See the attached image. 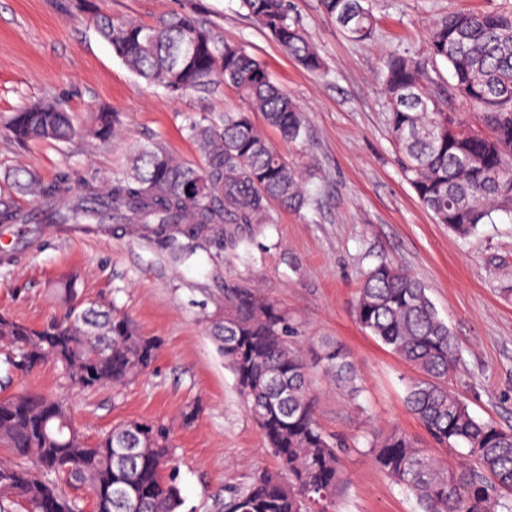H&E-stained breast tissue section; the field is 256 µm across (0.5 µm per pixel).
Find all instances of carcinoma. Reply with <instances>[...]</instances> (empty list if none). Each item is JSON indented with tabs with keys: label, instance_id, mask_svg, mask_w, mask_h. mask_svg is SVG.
Listing matches in <instances>:
<instances>
[{
	"label": "carcinoma",
	"instance_id": "carcinoma-1",
	"mask_svg": "<svg viewBox=\"0 0 512 512\" xmlns=\"http://www.w3.org/2000/svg\"><path fill=\"white\" fill-rule=\"evenodd\" d=\"M248 15L299 65L324 71V61L286 0H241ZM325 14L346 37L369 41L376 17L368 0H321ZM100 36L137 76L172 97L236 89L245 107L190 125L206 157L203 166L173 159L159 142L130 149L123 172L101 187L92 182L62 207L40 218L51 224H132L175 244L178 237L236 248L242 227L262 224L266 202L297 211L311 205L298 170L256 124L262 114L286 143L305 129L299 105L271 78L264 64L234 42L218 40L194 10L156 24L92 14ZM451 80L432 76L438 62ZM388 128L401 170L435 223L467 238L495 212L512 216V10L452 12L433 25L426 53L408 49L384 61ZM461 102L480 111L477 129L455 112ZM119 113H95L91 133L115 137ZM11 136L67 142L78 134L71 113L56 101L12 113ZM69 312L35 327L0 316V512H84L85 488L93 512H179L180 490L170 428L127 420L93 442L73 424L61 398L7 392L13 375L54 363L72 387L123 385L150 369L161 347L112 308L85 307L76 289L64 288ZM352 309L359 326L416 371L405 403L439 448L464 444L468 458L443 465L398 428L379 434L368 448L377 468L415 498L418 512H512V430L473 417L448 387L460 359L458 343L425 286L402 268L380 263L358 288ZM288 316L254 288H224V312L213 335L234 374L245 407L277 462L242 491L224 512H329L342 488V448L320 428L310 374L320 370L352 395L360 392L348 352L324 341L301 351L288 338ZM136 439V454L118 457L120 442Z\"/></svg>",
	"mask_w": 512,
	"mask_h": 512
}]
</instances>
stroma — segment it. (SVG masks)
Returning a JSON list of instances; mask_svg holds the SVG:
<instances>
[{
    "instance_id": "obj_1",
    "label": "stroma",
    "mask_w": 512,
    "mask_h": 512,
    "mask_svg": "<svg viewBox=\"0 0 512 512\" xmlns=\"http://www.w3.org/2000/svg\"><path fill=\"white\" fill-rule=\"evenodd\" d=\"M116 17L153 23L189 7L190 0H94ZM202 18L222 40L259 59L303 109L306 128L284 153L313 198L287 211L267 206L266 223L251 225L238 248L190 244L174 260L164 242L110 225L107 235L62 234L55 224H28L0 236L19 253L0 263V315L39 326L63 319L56 293L76 281L87 304L116 305L139 331L157 337L152 368L121 387L70 388L61 368L46 364L16 388L66 397L74 424L97 439L130 419L172 429L180 512H223L231 491L276 467L257 424L242 406L234 376L211 334L224 310V285L257 289L288 314L298 346L328 339L349 353L361 379L359 396L312 375L323 431L347 441L348 483L331 512H416L414 497L375 466L366 448L397 427L420 447L452 463L465 448H437L405 405L411 369L357 324L352 301L364 273L388 261L422 282L459 344L450 385L478 418L512 429V216L496 213L463 239L435 223L403 179L387 125L383 61L392 52L425 51L432 23L457 11L512 6V0H370L373 38L350 41L322 11L320 0H288V11L322 55L326 71L302 68L240 7V0H200ZM66 104L84 132L71 142L18 145L3 131L11 112L43 100ZM105 104L122 112L118 138L86 134L91 111ZM231 88L180 98L132 74L98 35L77 0H0V192L12 193L21 213L42 208V186L69 173L72 188L105 183L130 146L160 142L178 160L202 165L186 131L190 120L243 107ZM19 168L35 173L39 190L11 192ZM197 416L182 424L189 408Z\"/></svg>"
}]
</instances>
